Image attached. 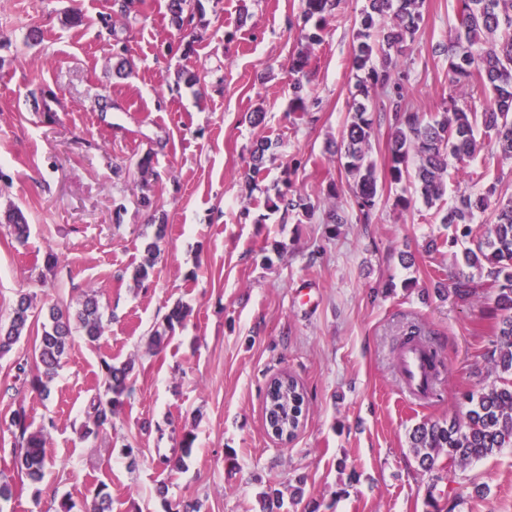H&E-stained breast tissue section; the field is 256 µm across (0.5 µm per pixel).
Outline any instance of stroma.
I'll return each instance as SVG.
<instances>
[{"label":"stroma","instance_id":"stroma-1","mask_svg":"<svg viewBox=\"0 0 512 512\" xmlns=\"http://www.w3.org/2000/svg\"><path fill=\"white\" fill-rule=\"evenodd\" d=\"M365 0H342L316 46L308 107L291 110L288 61L303 26L301 0H186L191 33L172 25L167 0H0V218L23 210L29 237L0 225V321L19 291L38 303L94 293L98 342L75 336L48 394L15 380L24 337L0 358V481L17 485L0 512H83L105 483L112 512H162L157 488L200 512H262L267 487L280 512H512V447L432 481L409 447L422 422L448 420L465 393L493 381V289L466 300L436 283L470 275L436 208H395L381 191L374 221L328 230L332 206L356 213L331 150L348 118L351 47ZM458 0H426L400 60L410 98L438 112L448 63L431 49L451 33ZM84 22L69 26L66 13ZM41 43L27 42L32 27ZM262 109L261 124L247 113ZM271 142L257 190L244 173ZM320 201L313 219L267 208L265 187ZM336 196H329V187ZM167 234L154 273L132 279L158 220ZM182 325L160 352L150 334L175 303ZM435 340L445 382L427 401L399 392L396 350L407 325ZM134 363L135 391L112 429L84 437V409L102 389V360ZM289 375L306 395L296 436L267 431L265 391ZM46 434L41 482L20 483L6 420L17 403ZM190 430L189 456L179 441ZM139 448L129 460L125 444ZM183 457L181 470L163 458ZM301 500H293L296 482Z\"/></svg>","mask_w":512,"mask_h":512}]
</instances>
